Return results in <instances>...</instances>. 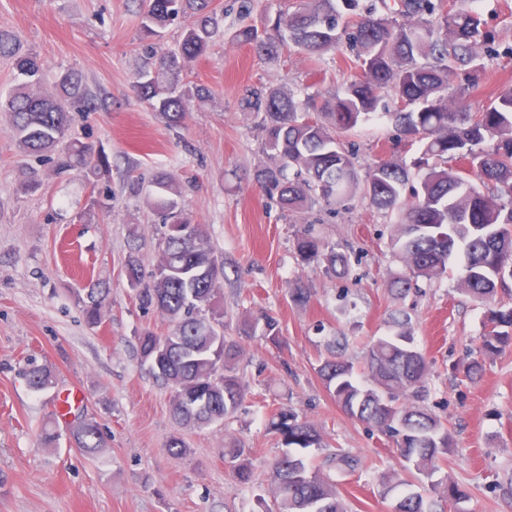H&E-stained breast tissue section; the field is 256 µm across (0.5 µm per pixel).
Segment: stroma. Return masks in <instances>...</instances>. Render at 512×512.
I'll return each instance as SVG.
<instances>
[{
  "mask_svg": "<svg viewBox=\"0 0 512 512\" xmlns=\"http://www.w3.org/2000/svg\"><path fill=\"white\" fill-rule=\"evenodd\" d=\"M216 3L223 37L179 74L180 90L203 84L212 95L190 99L183 125L173 129L133 89L146 61L141 0H0V30L44 64L43 92L72 69L106 100L96 112L70 111L68 137L103 146L112 157L101 181L112 206L102 209L93 206L82 173L60 176L24 156L8 114L0 113V512H261L270 466L282 452L268 430L280 408L314 425L332 447L363 458L364 469L337 477L350 512H392L397 493L382 486L380 473L398 471L409 484L415 476L401 469L391 438L345 415L317 368L334 336H347L350 354L360 355L389 334L397 309L410 315L415 344L431 363L426 404L448 426L447 471L470 494L467 512H512V497L498 490L512 481V349L487 358L480 379L456 378L455 366L479 352L485 316L459 292L458 267L394 297L388 282L405 267L389 247V216L359 195L333 211L287 214L256 180L270 158L260 118L242 110L241 96L280 83L334 90L350 72L346 52L329 51L317 62L285 49L277 60L264 59L235 33L269 28L284 0ZM347 142L361 171L406 154L382 122L353 130ZM158 171L174 180L186 212L224 261L220 307L230 335L263 312L280 326L279 344L245 340L242 405L203 429L173 421L169 388L141 361L138 336L166 332L167 324L139 304L124 274L130 239L140 244L145 272L159 259L164 227L148 204ZM307 226L350 255L347 278L302 261L295 236ZM299 281L314 292L304 307L288 294ZM93 282L110 291L98 325L87 323L80 303ZM30 358L52 368L50 388L29 389L23 370ZM74 387L83 394L81 411L105 435L94 457L65 440L55 448L38 443L43 427L66 432L57 403ZM174 436L187 445L179 458L167 451ZM237 441L253 450L254 483H237L224 462L225 448Z\"/></svg>",
  "mask_w": 512,
  "mask_h": 512,
  "instance_id": "stroma-1",
  "label": "stroma"
}]
</instances>
